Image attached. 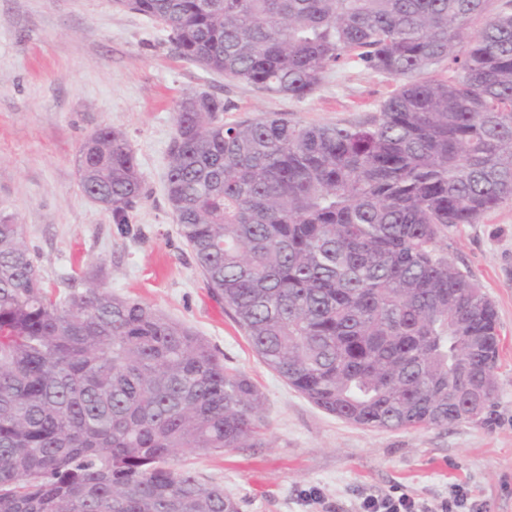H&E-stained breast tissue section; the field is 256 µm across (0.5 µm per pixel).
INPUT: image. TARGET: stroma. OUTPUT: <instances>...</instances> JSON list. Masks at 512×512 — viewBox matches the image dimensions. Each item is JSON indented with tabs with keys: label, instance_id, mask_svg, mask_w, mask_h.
I'll use <instances>...</instances> for the list:
<instances>
[{
	"label": "stroma",
	"instance_id": "1",
	"mask_svg": "<svg viewBox=\"0 0 512 512\" xmlns=\"http://www.w3.org/2000/svg\"><path fill=\"white\" fill-rule=\"evenodd\" d=\"M393 88L390 78L347 67L297 102L179 58L147 17L112 0H0V215L24 226L51 284L79 271L186 325L253 380L267 422L260 446L176 461L223 485L239 512H358L369 494L436 503L461 489L484 512H512V199L479 223L449 227L447 238L449 257L498 312L494 407L453 426L382 431L320 409L258 358L207 288L165 194L184 95L224 99L228 121L282 113L335 125L364 121ZM104 126L126 135L144 180L126 234L79 188V146ZM313 488L323 505L305 501Z\"/></svg>",
	"mask_w": 512,
	"mask_h": 512
}]
</instances>
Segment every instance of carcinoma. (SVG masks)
Returning a JSON list of instances; mask_svg holds the SVG:
<instances>
[{
    "instance_id": "cac0c4a2",
    "label": "carcinoma",
    "mask_w": 512,
    "mask_h": 512,
    "mask_svg": "<svg viewBox=\"0 0 512 512\" xmlns=\"http://www.w3.org/2000/svg\"><path fill=\"white\" fill-rule=\"evenodd\" d=\"M112 0L182 59L303 101L354 62L395 81L367 121L226 122L177 103L166 191L208 286L257 356L319 408L380 430L495 403V305L448 227L512 199V0ZM482 26L469 33L472 20ZM82 193L128 223L134 152L81 144ZM261 396L185 325L100 285L51 289L0 218V512H238L186 451L252 448Z\"/></svg>"
}]
</instances>
